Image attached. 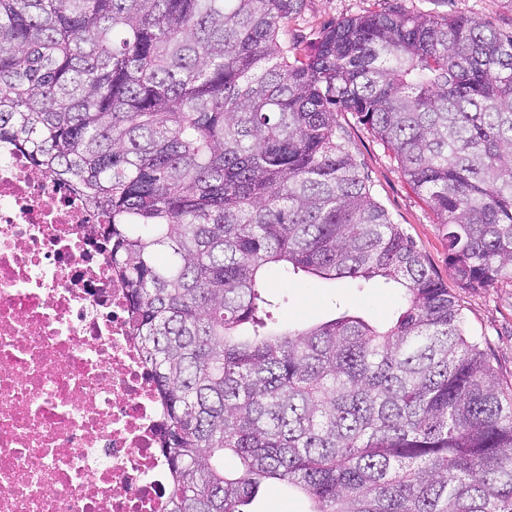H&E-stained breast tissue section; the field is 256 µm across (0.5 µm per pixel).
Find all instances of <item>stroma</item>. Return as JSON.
<instances>
[{
	"mask_svg": "<svg viewBox=\"0 0 512 512\" xmlns=\"http://www.w3.org/2000/svg\"><path fill=\"white\" fill-rule=\"evenodd\" d=\"M401 2L418 15L465 13L501 32L512 31V0H305L288 25V40L309 51L323 27L347 17L378 13ZM348 147L373 198L416 244L430 270L455 296L468 336L481 341L502 387L512 386V280L490 288L461 287L448 267L444 229L424 196L404 176L391 150L350 112L338 115ZM268 293L280 301L279 324L317 323L348 312L390 320L399 306L395 285L376 278L367 282H327L307 274L272 273Z\"/></svg>",
	"mask_w": 512,
	"mask_h": 512,
	"instance_id": "stroma-1",
	"label": "stroma"
}]
</instances>
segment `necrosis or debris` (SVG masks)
Returning <instances> with one entry per match:
<instances>
[{
	"label": "necrosis or debris",
	"mask_w": 512,
	"mask_h": 512,
	"mask_svg": "<svg viewBox=\"0 0 512 512\" xmlns=\"http://www.w3.org/2000/svg\"><path fill=\"white\" fill-rule=\"evenodd\" d=\"M102 224L0 141V512H168L165 410Z\"/></svg>",
	"instance_id": "necrosis-or-debris-1"
}]
</instances>
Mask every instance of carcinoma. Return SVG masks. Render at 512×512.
I'll return each instance as SVG.
<instances>
[{
    "label": "carcinoma",
    "mask_w": 512,
    "mask_h": 512,
    "mask_svg": "<svg viewBox=\"0 0 512 512\" xmlns=\"http://www.w3.org/2000/svg\"><path fill=\"white\" fill-rule=\"evenodd\" d=\"M303 6L0 0V139L105 218L169 512H242L269 479L307 512H512V395L337 120L393 152L462 287L512 279V32L395 7L301 54ZM273 269L393 281L401 311L282 331Z\"/></svg>",
    "instance_id": "cac0c4a2"
}]
</instances>
